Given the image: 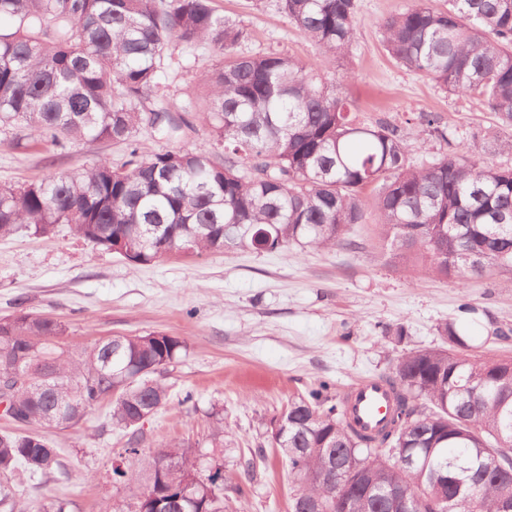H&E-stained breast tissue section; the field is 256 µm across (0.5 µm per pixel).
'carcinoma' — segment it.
I'll use <instances>...</instances> for the list:
<instances>
[{
    "instance_id": "carcinoma-1",
    "label": "carcinoma",
    "mask_w": 512,
    "mask_h": 512,
    "mask_svg": "<svg viewBox=\"0 0 512 512\" xmlns=\"http://www.w3.org/2000/svg\"><path fill=\"white\" fill-rule=\"evenodd\" d=\"M320 59L281 52L244 55L247 35L212 0H0V126L28 130L33 146L81 140L125 146L120 163L99 160L77 172L0 186V238L48 235L59 224L107 250L121 239L127 261L148 265L185 249L283 251L293 246L354 247L366 218L363 194L394 255L414 257L437 275L467 285L484 270L463 255L489 250L512 268V167L461 153L432 112L418 115L421 141L439 157L413 165L401 129L361 125L341 84L321 60L344 54L357 34L356 0H277ZM400 66L460 98L478 100L512 128V0H412L377 25ZM213 59L202 91L170 101L169 75L190 68L195 51ZM206 131L208 141L194 135ZM179 146L142 150L141 132ZM445 346L402 354L383 378L393 410L376 433L349 421L341 399L320 384L288 402L272 447L293 479L320 471L333 449L361 464L363 488L348 507L317 482L295 486L324 512H385L383 493L404 486L415 512H501L512 503V468L488 449L512 448V357L482 353L453 323L438 327ZM60 322L19 311L0 319V384L20 424L0 430V512H20L15 485L54 473L60 449L39 428L77 426L109 407L125 448L113 480L146 474L156 495L184 489L186 512H224L210 492L218 467L198 478L190 441L164 446L172 465L141 462L139 419L171 397L155 375L175 363L185 341L164 333L123 336L118 353L101 338L80 355L65 350ZM32 384L16 382V371ZM384 448H409L410 470L391 471Z\"/></svg>"
}]
</instances>
